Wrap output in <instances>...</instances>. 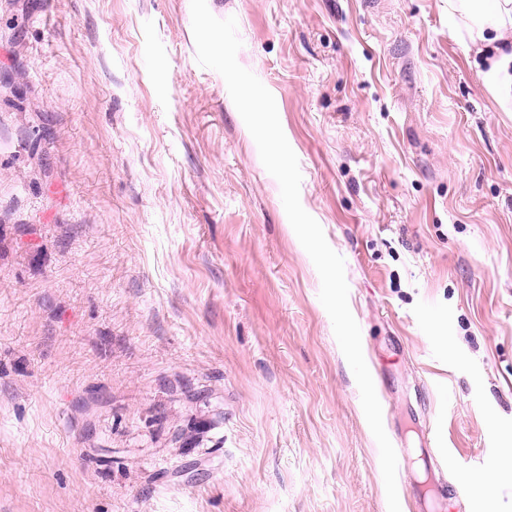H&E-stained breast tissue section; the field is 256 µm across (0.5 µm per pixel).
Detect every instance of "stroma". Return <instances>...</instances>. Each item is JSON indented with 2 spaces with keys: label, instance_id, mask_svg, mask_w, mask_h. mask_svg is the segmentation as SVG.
<instances>
[{
  "label": "stroma",
  "instance_id": "1",
  "mask_svg": "<svg viewBox=\"0 0 512 512\" xmlns=\"http://www.w3.org/2000/svg\"><path fill=\"white\" fill-rule=\"evenodd\" d=\"M207 5L345 260L401 512H512V112L448 0ZM320 287L190 0H0V512H388Z\"/></svg>",
  "mask_w": 512,
  "mask_h": 512
}]
</instances>
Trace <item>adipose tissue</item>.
I'll use <instances>...</instances> for the list:
<instances>
[{"label":"adipose tissue","instance_id":"ef3b65f1","mask_svg":"<svg viewBox=\"0 0 512 512\" xmlns=\"http://www.w3.org/2000/svg\"><path fill=\"white\" fill-rule=\"evenodd\" d=\"M448 14L487 92L512 112V0H448Z\"/></svg>","mask_w":512,"mask_h":512}]
</instances>
